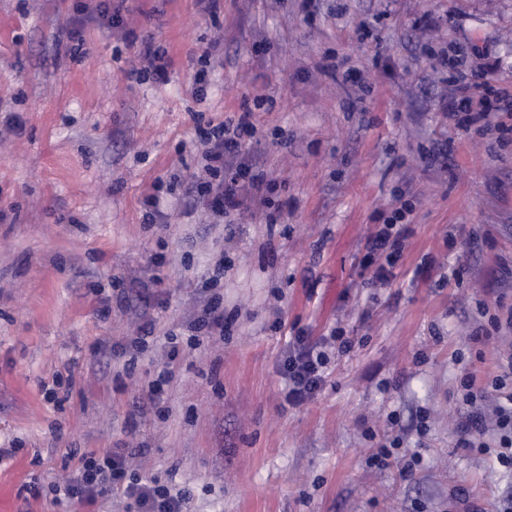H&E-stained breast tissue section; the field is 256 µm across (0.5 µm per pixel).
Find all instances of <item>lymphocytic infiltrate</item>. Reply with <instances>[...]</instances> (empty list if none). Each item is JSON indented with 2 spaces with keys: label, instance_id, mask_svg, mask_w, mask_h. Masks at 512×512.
<instances>
[{
  "label": "lymphocytic infiltrate",
  "instance_id": "1",
  "mask_svg": "<svg viewBox=\"0 0 512 512\" xmlns=\"http://www.w3.org/2000/svg\"><path fill=\"white\" fill-rule=\"evenodd\" d=\"M136 57L139 64L128 70L129 79L140 82L148 77L157 81L166 78L169 57L164 46L150 40L142 41ZM455 92L457 104L468 109V123H480L489 128L497 115L512 112V90L505 88L498 91V106L493 111L484 105V88L480 84L463 81ZM247 132L246 126L223 121L212 128L206 139L207 148L202 159L207 177L197 181L196 189L201 198H215L225 214L243 206L250 191L259 187L258 177L243 180L241 171L224 165L225 156L238 152ZM406 213V208L396 209L383 227L367 241L368 253L377 262L374 277L379 283L390 281L392 268L406 249ZM327 364L328 356L324 347L309 343L306 337H294L280 363L288 404L301 405L321 391L325 384ZM476 380L475 373L469 370L460 379L457 397L466 411V417L458 426L457 445L482 453L494 452L497 463L511 471L512 356L500 364L497 374L484 385H477ZM492 397L497 400L494 409L496 432L494 441L489 443L483 439L482 427L485 405ZM127 458L122 448L106 453L89 451L82 454L74 475L53 486L54 500L91 502L116 490L133 499L138 512H183V496L171 494L167 487L154 481L127 480Z\"/></svg>",
  "mask_w": 512,
  "mask_h": 512
}]
</instances>
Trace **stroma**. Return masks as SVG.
<instances>
[{
    "label": "stroma",
    "instance_id": "stroma-1",
    "mask_svg": "<svg viewBox=\"0 0 512 512\" xmlns=\"http://www.w3.org/2000/svg\"><path fill=\"white\" fill-rule=\"evenodd\" d=\"M79 1L98 3L0 0V121L23 123L0 132V492L137 512L49 492L125 448L184 512H495L512 473L458 447L456 397L464 361L512 351L510 329L470 341L478 305L512 307V119L484 136L443 107L459 54L488 103L512 86V0H126L76 59ZM148 36L160 83L126 76ZM244 115L235 162L269 204L218 216L194 189L201 141ZM404 199L409 248L380 288L365 243ZM214 297L223 334L194 336ZM337 329L352 349L330 343L323 389L288 406L289 339ZM75 11L78 16L71 19L70 25L67 30V38L70 42L75 43L73 50L75 52L81 51L85 45V22L86 19H92V16L82 17L80 15L85 14L86 7L83 5H76Z\"/></svg>",
    "mask_w": 512,
    "mask_h": 512
}]
</instances>
